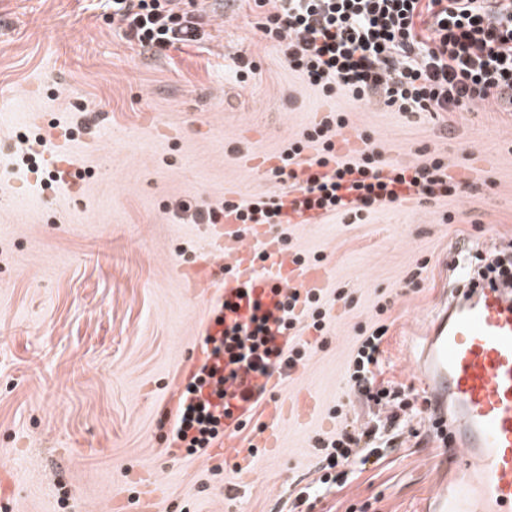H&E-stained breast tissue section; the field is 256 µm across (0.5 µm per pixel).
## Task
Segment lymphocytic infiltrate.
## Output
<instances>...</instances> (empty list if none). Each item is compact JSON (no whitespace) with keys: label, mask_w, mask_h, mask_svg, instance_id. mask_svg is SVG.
<instances>
[{"label":"lymphocytic infiltrate","mask_w":512,"mask_h":512,"mask_svg":"<svg viewBox=\"0 0 512 512\" xmlns=\"http://www.w3.org/2000/svg\"><path fill=\"white\" fill-rule=\"evenodd\" d=\"M112 22L128 39L155 54L198 42L201 26L181 0H109ZM261 9L264 34L278 42L289 67L325 91L338 88L359 100L378 99L395 112H473L489 106L512 112V0H253ZM308 133L321 145L320 173L298 182L291 169L293 146L275 171L280 182L301 192L325 212L359 214L398 202L400 190L418 201L464 193L465 183L448 175L443 157L423 165L386 166L371 148L359 162L330 165L331 128ZM264 322L250 319L224 333L231 362L259 374L270 365L261 349L268 341ZM383 332L362 338L351 360L350 388L388 407L385 424L341 431L323 459L319 482L331 487L355 462L359 446L375 447L386 428L406 425V405L396 392L375 385ZM188 384L180 398L174 437L188 451L206 448L219 434L218 422Z\"/></svg>","instance_id":"f902f5d3"}]
</instances>
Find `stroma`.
<instances>
[{"instance_id": "obj_1", "label": "stroma", "mask_w": 512, "mask_h": 512, "mask_svg": "<svg viewBox=\"0 0 512 512\" xmlns=\"http://www.w3.org/2000/svg\"><path fill=\"white\" fill-rule=\"evenodd\" d=\"M199 43L143 53L105 0H0V512H291L324 447L386 409L348 398L363 333L385 328L377 383L418 407L311 512H417L442 452L412 332L457 245L512 246V112H395L289 68L253 0H202ZM256 74L237 82L238 66ZM385 163L437 154L471 194L279 224L327 283L294 329L301 359L268 391L306 393L277 448L171 447L208 316L180 270L214 259L209 213L278 193L247 163L281 157L332 114ZM322 312V329L313 314Z\"/></svg>"}]
</instances>
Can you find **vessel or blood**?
I'll list each match as a JSON object with an SVG mask.
<instances>
[{
    "mask_svg": "<svg viewBox=\"0 0 512 512\" xmlns=\"http://www.w3.org/2000/svg\"><path fill=\"white\" fill-rule=\"evenodd\" d=\"M282 216L292 224L317 221L298 193L284 199ZM222 240L224 267L203 266L188 275L216 284L202 297L211 312L201 359L211 376L203 397L229 430L249 418L248 398L258 386L281 378L275 370L263 377L233 368L220 350L225 328L248 313L238 302L243 285L251 284L252 299L276 330L281 300L297 290H322L327 272L290 258L267 225L239 223L231 212L224 215ZM448 271L451 296L435 307L409 349L425 383L431 428L448 435L436 488L420 512H512V279L476 277L465 245L456 248ZM263 418L264 445L277 447L284 406L264 404Z\"/></svg>",
    "mask_w": 512,
    "mask_h": 512,
    "instance_id": "1",
    "label": "vessel or blood"
}]
</instances>
